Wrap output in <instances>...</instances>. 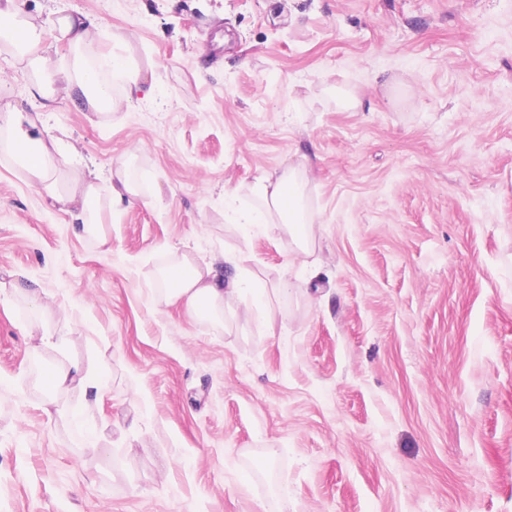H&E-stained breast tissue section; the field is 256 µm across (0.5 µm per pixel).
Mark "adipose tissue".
I'll use <instances>...</instances> for the list:
<instances>
[{
  "label": "adipose tissue",
  "instance_id": "obj_1",
  "mask_svg": "<svg viewBox=\"0 0 512 512\" xmlns=\"http://www.w3.org/2000/svg\"><path fill=\"white\" fill-rule=\"evenodd\" d=\"M0 38L16 51L23 66L22 73L30 80L31 98L49 104L58 95H65L73 103L95 114L114 109L117 105L107 85L88 80L82 75L63 79L48 66L42 46L43 31L23 16L18 0H0ZM11 154L19 163L28 180L52 201L67 206L79 230L92 235L100 245L109 242L106 213L97 206L99 186L79 175L71 190L61 189L56 173L68 159L62 152L57 137L41 115L27 112L0 114V151ZM252 194L256 207L238 217L239 224H258L265 231H285L299 251H307L311 240L314 217L302 201L301 182L295 172L277 176L264 174L256 178ZM227 270L199 262L188 255L159 272L163 286L156 299L157 306H176L190 318L221 325L224 318V298L257 289L262 308L259 326H266L272 311L273 299L282 294V287L256 288V275L243 268L236 258H228Z\"/></svg>",
  "mask_w": 512,
  "mask_h": 512
}]
</instances>
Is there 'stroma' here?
<instances>
[{
	"label": "stroma",
	"mask_w": 512,
	"mask_h": 512,
	"mask_svg": "<svg viewBox=\"0 0 512 512\" xmlns=\"http://www.w3.org/2000/svg\"><path fill=\"white\" fill-rule=\"evenodd\" d=\"M95 19L121 104L42 110L0 49V113L144 196L102 246L0 155V512H512V0H19ZM303 176L309 254L244 232ZM289 284L271 330L155 305L174 248ZM42 290L30 306L16 289ZM100 376L48 398L42 328Z\"/></svg>",
	"instance_id": "stroma-1"
}]
</instances>
